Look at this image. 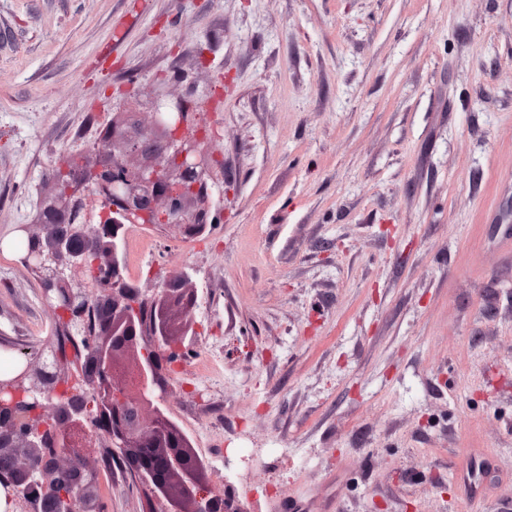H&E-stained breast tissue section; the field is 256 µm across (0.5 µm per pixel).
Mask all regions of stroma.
Returning a JSON list of instances; mask_svg holds the SVG:
<instances>
[{
  "instance_id": "stroma-1",
  "label": "stroma",
  "mask_w": 512,
  "mask_h": 512,
  "mask_svg": "<svg viewBox=\"0 0 512 512\" xmlns=\"http://www.w3.org/2000/svg\"><path fill=\"white\" fill-rule=\"evenodd\" d=\"M228 193L196 238L164 410L254 512H512V0H0V333L55 313L13 242L112 117L205 105Z\"/></svg>"
}]
</instances>
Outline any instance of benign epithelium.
<instances>
[{"mask_svg":"<svg viewBox=\"0 0 512 512\" xmlns=\"http://www.w3.org/2000/svg\"><path fill=\"white\" fill-rule=\"evenodd\" d=\"M149 128L123 130L89 169L72 170L77 192L48 205L23 262L41 280L61 320L39 350H17L19 368L0 377V488L10 512H105L97 463L118 461L145 496L146 512H248L212 487L207 467L158 406L162 372L185 361L197 336L189 320L196 293L185 277L149 293L124 273L129 224L156 216L185 237L218 223L212 197L224 196V163L210 150L205 117L182 102L156 103ZM101 237L112 249L97 267L111 275L91 285L85 257Z\"/></svg>","mask_w":512,"mask_h":512,"instance_id":"obj_1","label":"benign epithelium"}]
</instances>
